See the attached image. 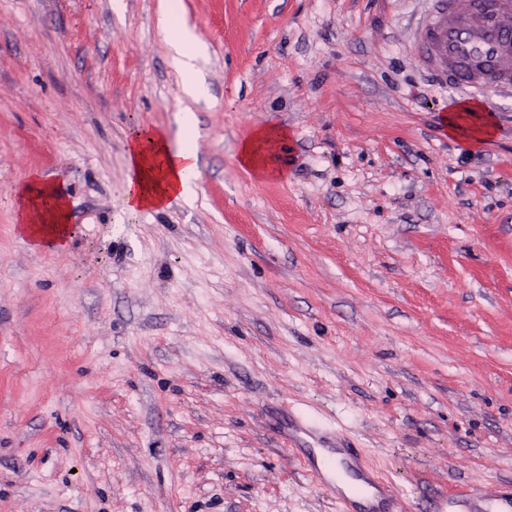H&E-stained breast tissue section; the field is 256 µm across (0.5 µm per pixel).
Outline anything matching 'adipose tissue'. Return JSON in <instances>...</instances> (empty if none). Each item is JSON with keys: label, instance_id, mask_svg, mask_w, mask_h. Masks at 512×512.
Here are the masks:
<instances>
[{"label": "adipose tissue", "instance_id": "ef3b65f1", "mask_svg": "<svg viewBox=\"0 0 512 512\" xmlns=\"http://www.w3.org/2000/svg\"><path fill=\"white\" fill-rule=\"evenodd\" d=\"M174 7V0H163L159 24L173 51V64L185 77L183 92L193 98L204 92L196 76L200 48L191 30L172 23ZM177 123L180 145L176 148L172 147L165 129L141 127L131 133L126 149L125 202L129 211L162 210L167 208L170 199L191 193L198 173V156L193 145L196 117L186 110L178 115ZM287 137L286 131L273 125L256 128L240 146L242 165L263 176L280 174V167L272 163L270 151L273 146L284 144ZM16 229L20 236L33 243L64 247L72 230L67 222L62 192L36 179L23 186Z\"/></svg>", "mask_w": 512, "mask_h": 512}]
</instances>
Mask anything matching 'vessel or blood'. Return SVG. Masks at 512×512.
Masks as SVG:
<instances>
[{
	"instance_id": "vessel-or-blood-1",
	"label": "vessel or blood",
	"mask_w": 512,
	"mask_h": 512,
	"mask_svg": "<svg viewBox=\"0 0 512 512\" xmlns=\"http://www.w3.org/2000/svg\"><path fill=\"white\" fill-rule=\"evenodd\" d=\"M433 7L418 23L415 43L430 74L460 89L466 101L487 92L512 93V0H432ZM336 449L327 455H305L311 478L330 485L336 473ZM512 512V491L459 495L437 499L430 512Z\"/></svg>"
}]
</instances>
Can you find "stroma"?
I'll list each match as a JSON object with an SVG mask.
<instances>
[{"instance_id": "stroma-1", "label": "stroma", "mask_w": 512, "mask_h": 512, "mask_svg": "<svg viewBox=\"0 0 512 512\" xmlns=\"http://www.w3.org/2000/svg\"><path fill=\"white\" fill-rule=\"evenodd\" d=\"M0 0V512H342L282 424L399 512L512 486V96L474 152L412 29L428 0ZM197 120L195 192L129 212L126 141ZM274 123L284 175L239 147ZM74 236L16 230L30 174ZM177 1L165 0L161 5L159 24L173 51V64L185 76L183 92L188 97H199L205 91L204 86L196 77V61L200 56V48L191 30L171 21L172 11Z\"/></svg>"}]
</instances>
